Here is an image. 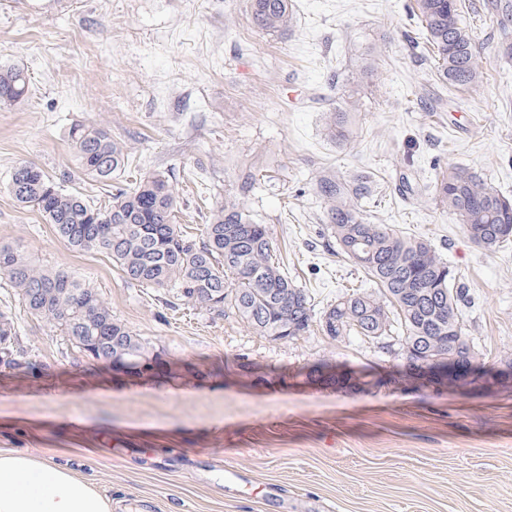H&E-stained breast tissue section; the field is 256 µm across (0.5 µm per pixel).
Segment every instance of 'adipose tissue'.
I'll return each mask as SVG.
<instances>
[{"label": "adipose tissue", "mask_w": 512, "mask_h": 512, "mask_svg": "<svg viewBox=\"0 0 512 512\" xmlns=\"http://www.w3.org/2000/svg\"><path fill=\"white\" fill-rule=\"evenodd\" d=\"M0 512H112V502L65 468L1 452Z\"/></svg>", "instance_id": "1"}]
</instances>
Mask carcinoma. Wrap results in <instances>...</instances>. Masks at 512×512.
Returning a JSON list of instances; mask_svg holds the SVG:
<instances>
[{
    "instance_id": "1",
    "label": "carcinoma",
    "mask_w": 512,
    "mask_h": 512,
    "mask_svg": "<svg viewBox=\"0 0 512 512\" xmlns=\"http://www.w3.org/2000/svg\"><path fill=\"white\" fill-rule=\"evenodd\" d=\"M418 18L438 61L439 79L468 87L482 79L472 33L462 22L460 0H417ZM253 24L267 32L288 28L292 0H251ZM27 77L16 67L0 68V105L25 102ZM78 167L91 179L110 180L129 163L128 153L104 127L69 129ZM9 193L37 209L57 233L79 251L105 253L126 277L166 291L177 301L223 317L232 314L272 341L307 333L315 316L307 289L280 270L269 228L257 223L236 196L214 208L201 234L192 237L173 224L178 195L163 174H151L131 190L117 189L97 204L69 191L33 164L18 163ZM432 190L469 238L494 249L512 240V199L476 176L450 166ZM337 245L377 285L327 305L320 322L333 340L357 336L388 340L403 353L421 354L443 376L462 373L471 382L497 379L477 360L460 321L466 288L428 242L403 237L386 224H371L355 200L365 187L327 176L318 183ZM0 274L6 276L27 311L45 320L95 364L120 356L128 362L162 360V354L112 316L96 289L60 270L46 269L19 243H0ZM13 317L0 312V363L33 374L42 365L19 358ZM308 380L346 384L351 377L326 375L315 366Z\"/></svg>"
}]
</instances>
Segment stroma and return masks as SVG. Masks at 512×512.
<instances>
[{"label": "stroma", "mask_w": 512, "mask_h": 512, "mask_svg": "<svg viewBox=\"0 0 512 512\" xmlns=\"http://www.w3.org/2000/svg\"><path fill=\"white\" fill-rule=\"evenodd\" d=\"M294 4L292 26L268 33L249 0H0V66L23 69L29 91L28 104L0 106V243L89 282L169 363L155 377L88 366L0 275V311L44 367L0 364V452L68 468L112 512H268L273 485L291 512H512V374L382 385L404 365L398 347L316 326L275 342L171 304L106 255L73 250L8 191L22 161L102 203L161 172L179 190L175 223L196 234L252 173L244 202L320 311L372 283L339 251L317 183H367L364 217L427 240L468 288L461 318L479 359L512 361V242L473 243L431 190L456 166L512 197V40L498 14L462 0L482 80L455 89L437 77L415 0ZM75 124L126 146L125 173L84 177ZM319 363L369 384L307 382ZM228 464L243 472L230 491Z\"/></svg>", "instance_id": "obj_1"}]
</instances>
